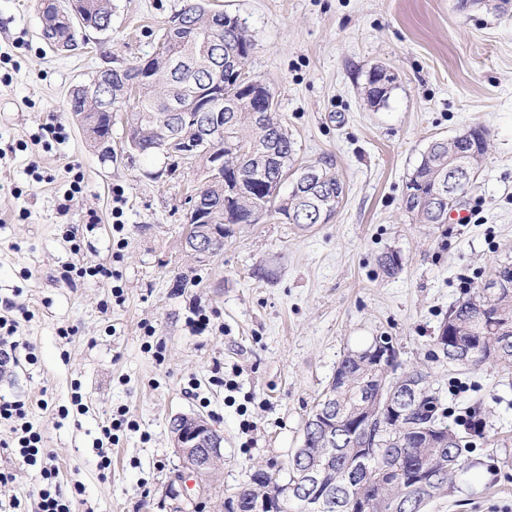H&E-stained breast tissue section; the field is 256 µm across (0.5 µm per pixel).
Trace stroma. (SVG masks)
Listing matches in <instances>:
<instances>
[{
	"mask_svg": "<svg viewBox=\"0 0 512 512\" xmlns=\"http://www.w3.org/2000/svg\"><path fill=\"white\" fill-rule=\"evenodd\" d=\"M185 3L112 0L107 31L60 51L42 38L36 0H0V307L12 303L32 353L0 376V396L27 403L62 493L76 512H224L256 469L286 476L343 355L383 335L403 365L430 372L449 412L485 411L470 471L429 512H512V371L464 370L433 347L466 287L512 262V2L204 0L247 27L245 69L273 92L297 165L331 163L345 196L307 230L276 216L231 225L203 263L183 247L202 161L130 151L119 112L104 156L69 109L71 89L97 70L150 58ZM377 65L397 82L372 107L363 90ZM58 123L59 142L45 133ZM477 124L488 150L463 206L469 223H414L403 196L422 153ZM74 173L82 191L69 200ZM387 252L402 259L393 276L379 265ZM74 266L121 277H73ZM120 408L136 430L99 446ZM189 412L224 437V460L203 480L171 440L170 420ZM0 468L16 475L0 500L36 512L34 468L3 449Z\"/></svg>",
	"mask_w": 512,
	"mask_h": 512,
	"instance_id": "obj_1",
	"label": "stroma"
}]
</instances>
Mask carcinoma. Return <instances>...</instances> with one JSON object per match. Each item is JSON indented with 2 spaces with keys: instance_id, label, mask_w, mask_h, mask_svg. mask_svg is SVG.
Returning a JSON list of instances; mask_svg holds the SVG:
<instances>
[{
  "instance_id": "1",
  "label": "carcinoma",
  "mask_w": 512,
  "mask_h": 512,
  "mask_svg": "<svg viewBox=\"0 0 512 512\" xmlns=\"http://www.w3.org/2000/svg\"><path fill=\"white\" fill-rule=\"evenodd\" d=\"M110 0H88L87 6L90 18L97 22L108 20ZM212 10L201 3H191L184 8L181 19L186 27L178 30L163 32L162 39L173 40L172 48L176 53L191 57L198 65V69L185 71H169L153 62L155 65L154 80L152 83L139 89L137 96L129 102L133 122L128 124L131 137L150 145L145 153H154L156 148L151 132L159 127L163 120L166 106L164 98L171 89L178 90L187 98L194 92L207 71L212 65L214 57H198L196 45V31L209 27V15ZM217 16L224 20L223 36L220 38V47L224 57H229L230 51L238 48L254 46L247 29L237 24L233 16L219 12ZM375 83V72L369 71L365 83L364 96L367 103L377 107L387 101L389 94L371 90ZM235 122L230 127L233 138L245 142L249 147L243 168L247 169L258 159L263 158L270 149V144H276L277 151L283 159L284 170L300 171L294 167V142L288 134L281 120L274 117L264 125L253 121V111L257 108V101L238 93ZM111 116L107 112L96 113V119L87 123L85 139L90 146L101 147L104 154L110 150L103 146V140L109 137ZM488 135L480 125L469 127V134H459L452 140L437 139L432 141L421 156L419 165L414 170L410 181L415 185V193L406 196L403 200L405 211L417 224H443L446 217L442 216L437 207L435 194L439 189L448 185V157L461 156V161L468 165L473 173L480 171L487 153ZM324 177L322 193L308 203H300L298 199L282 197L276 192L278 181L271 179L267 182L245 181L239 191L231 194L224 193V209L231 213L236 220L245 221L253 215L264 216L274 212L283 216L288 224H294L306 230L319 223L317 210L319 203L325 201L330 193L340 194L344 184L339 175L332 170L331 165L324 164L319 167ZM448 326L454 327L455 333L466 341L472 337L482 336L496 349V355L491 362L505 369L512 368V287L499 288L488 292L483 288H476L467 298L458 301L448 311ZM355 351L344 354L336 366L339 377L351 383V387L341 391L343 408L350 409L358 404V394L362 393L361 384L367 377L362 375L357 363L353 359ZM421 422L431 423L440 429V435L448 437L445 448H430L425 443L424 436L416 435L409 441H402L397 445H383L381 454L372 459L367 469L356 466L357 459L363 450L355 448L348 442L336 446V459L332 463L333 472L328 483L331 487L326 493V501L321 512H351V500L365 496L375 498L380 496L386 500H394L400 504L401 512H427L413 493L407 490L402 481V471L417 465L431 467L433 481L431 490L434 499L448 496L453 481L468 469L466 457L467 449L472 442L448 426L445 419L448 411L441 402L436 391L428 389L416 412ZM303 433L309 436V444L303 456L292 457L288 463V477L282 481L273 475L265 480L277 484L282 482L295 487L297 500L303 502L311 494L313 480L311 479V465L320 457L321 446L312 423L304 424Z\"/></svg>"
}]
</instances>
